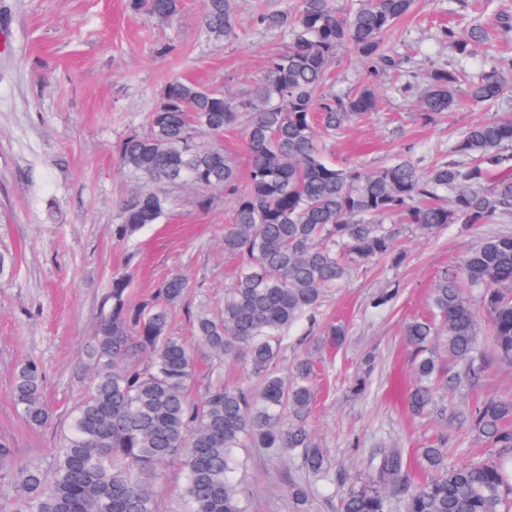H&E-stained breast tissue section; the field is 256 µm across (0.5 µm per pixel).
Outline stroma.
Wrapping results in <instances>:
<instances>
[{"label": "stroma", "mask_w": 512, "mask_h": 512, "mask_svg": "<svg viewBox=\"0 0 512 512\" xmlns=\"http://www.w3.org/2000/svg\"><path fill=\"white\" fill-rule=\"evenodd\" d=\"M295 2L240 0L237 39L216 41L202 28L201 0H182L170 22L133 10L129 0H0V256L7 261L0 274V440L18 460L51 462L59 422L81 393L79 363L113 273L132 272L136 300L171 271L189 278L194 291L176 310L171 331L192 344L197 382L206 383L211 353L198 343L189 314L220 306L231 282L235 260L223 246L231 205L222 198L201 210L191 188L176 189L159 223L116 242L119 206L139 186L120 166L116 145L144 131L173 74L238 95L251 91L288 44L287 33L257 27L253 14ZM501 10L512 12V0H463L457 15L448 0H416L388 46L419 77L453 59L441 25L463 15L491 20ZM402 84L393 75L379 85L376 111L329 142L330 161L373 170L408 155L427 166L447 159L457 137L503 115L512 102L511 88L502 105L463 106L425 125ZM491 230L488 224H451L430 235L407 229L400 264L376 258L356 266L342 287L327 291L318 327L302 321L289 329L278 369L289 375L298 357L313 355L319 390L309 426L337 479L329 485L305 477L310 512H336L344 482L363 481L370 453L384 443H397L410 462L427 447L443 449L451 465L492 455L485 438L454 415L486 398L512 399V367L489 363L473 382L439 390L436 407L415 416L407 396L418 357L405 336L410 320L429 314L439 279ZM387 290L393 300L374 307V297ZM330 322L347 331L332 351L319 339L321 325ZM27 359L44 367V400L56 418L42 429L30 427L13 402V377ZM246 454L241 481L253 512H294L282 487L303 477L298 461L275 468L260 449Z\"/></svg>", "instance_id": "stroma-1"}]
</instances>
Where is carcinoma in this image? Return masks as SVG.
Instances as JSON below:
<instances>
[{
  "label": "carcinoma",
  "mask_w": 512,
  "mask_h": 512,
  "mask_svg": "<svg viewBox=\"0 0 512 512\" xmlns=\"http://www.w3.org/2000/svg\"><path fill=\"white\" fill-rule=\"evenodd\" d=\"M415 0H297L287 10L265 9L254 21L288 34V46L269 59L267 74L247 96L205 88L186 76L164 85L144 133L117 145L123 169L143 181L121 204L117 241L156 224L171 201L168 189L189 186L198 208L219 196L231 200L224 252L238 266L224 290L219 313L193 315L197 340L213 354L210 377L192 397L196 360L192 347L170 332L173 312L192 293L190 280L170 272L155 291L133 303L131 274L116 273L96 332L82 360L83 392L63 424L52 462L16 460L0 442V469L9 467L10 491L0 492V512H155L162 467L175 461L185 473L183 512H250L236 479L240 448H262L272 460L296 458L305 473L331 480L324 449L309 427L316 390L313 363L303 356L283 378L277 369L288 329L311 325L326 291L347 279L353 265L374 257L400 260L403 227L435 233L449 224L512 222V117L477 123L458 138L448 160L422 169L403 157L379 169L338 167L327 160L326 141L376 109L375 82L400 67L388 39ZM135 11L172 21L181 0H130ZM203 29L231 41L240 30L238 0H202ZM459 59L497 38L512 40V15L494 24L477 18L463 32L442 31ZM343 49L362 63L367 82L337 94L326 88L330 66ZM512 79V59L501 57L466 85L451 65L427 74L418 95L424 121L460 103L499 100ZM243 128L246 170L216 140ZM480 291L491 350L478 344L477 314L465 289ZM433 319L406 326L408 343L422 353L418 383L408 404L422 414L434 402L442 374L431 351L443 337L448 359L459 367L448 384L476 378L487 357L512 367V232L485 235L462 265L434 288ZM243 358L256 384L224 381V362ZM45 373L28 360L16 369L14 401L25 422L48 426ZM468 419L496 454L447 464L440 448H426L421 466L431 478L417 482L400 449L367 461L368 480L347 488L338 512H512V399L488 398ZM288 498L308 512V485L290 479Z\"/></svg>",
  "instance_id": "obj_1"
}]
</instances>
